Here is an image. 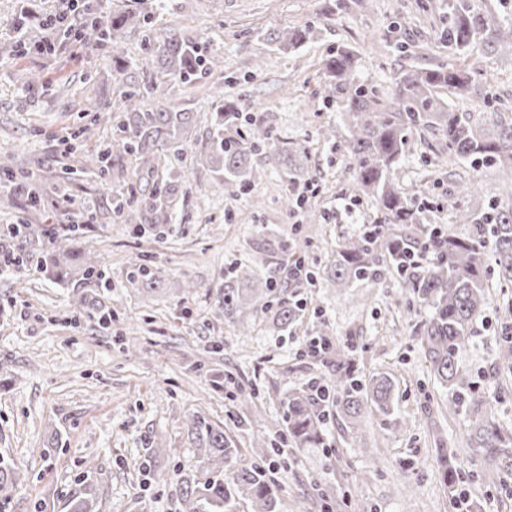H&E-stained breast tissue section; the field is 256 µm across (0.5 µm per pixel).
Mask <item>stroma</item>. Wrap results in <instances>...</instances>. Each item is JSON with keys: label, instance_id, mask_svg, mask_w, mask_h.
Instances as JSON below:
<instances>
[{"label": "stroma", "instance_id": "1", "mask_svg": "<svg viewBox=\"0 0 512 512\" xmlns=\"http://www.w3.org/2000/svg\"><path fill=\"white\" fill-rule=\"evenodd\" d=\"M151 24L123 27L113 43L93 49L59 40L51 56L13 52L14 16L26 6L33 21L64 12L71 28L84 14L69 0H0V166L21 164L41 197L39 207L0 189V225L25 224L27 267L0 273V457H8L26 482L0 512H64L63 505L84 466H91L98 512H184L180 477L198 473L200 453L188 438L191 415H205L231 436L243 461H263L256 443L286 437L287 398L334 369L332 359L305 355L314 336L330 337L350 359L355 376L385 374L395 384L399 428H383L369 415L360 430L331 416L324 446L287 450L276 477L280 512H325L318 490L329 492L335 512H451V494L438 458L451 450L471 477L462 483L480 512H512V495L501 491L492 465L473 458L467 422L448 410V396L430 372L415 335L417 308L400 301L393 280L348 285L318 283L289 288L299 303L295 324L273 325L260 303L247 311L249 333L219 314L216 292L235 264H256L259 232L287 234L304 249L312 267L334 261L340 243L377 213L354 198L349 159L320 136L339 124L315 91L322 60L332 47L354 48L364 78L388 84L399 67L447 59L438 39L448 0H366L341 8L337 0H162ZM309 24L310 42L294 52L267 41L268 33ZM223 57L221 68L190 85L170 83L158 96L163 106L193 113L184 150L171 152L135 192L168 185L176 220L164 236L136 233L112 211V192L98 178L71 176L82 155L112 136V109L127 89L142 85L152 67L150 47L168 28ZM406 53H399L397 43ZM262 71H255L256 60ZM468 94L450 98L455 109L476 111L486 91L502 99L512 119V59L487 61ZM38 76L27 83L26 73ZM259 106L258 118L279 145L304 148V181L317 185L305 214H286L283 173L238 194L217 185L196 157L209 145L224 100ZM109 107L92 123L90 104ZM433 137H413L397 171L413 198L438 206L429 225L454 224L450 205L457 176L468 163L435 155ZM90 223H83V213ZM77 226L94 240L107 283L60 281L43 267L47 229ZM158 269L160 281L144 289L126 280L133 256ZM194 282L183 295L182 282ZM86 315L70 322L76 305ZM512 290L489 288L487 323L464 350L467 373H482L491 409L512 428V371L498 360L500 336L512 333L504 310ZM112 317L102 329L101 314ZM257 404L259 417L249 413ZM164 453L148 460L146 439Z\"/></svg>", "mask_w": 512, "mask_h": 512}]
</instances>
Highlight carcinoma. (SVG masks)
Listing matches in <instances>:
<instances>
[{"label": "carcinoma", "mask_w": 512, "mask_h": 512, "mask_svg": "<svg viewBox=\"0 0 512 512\" xmlns=\"http://www.w3.org/2000/svg\"><path fill=\"white\" fill-rule=\"evenodd\" d=\"M122 21L112 23L96 18L85 22L77 36L88 47L110 43L117 37ZM307 26L292 27L269 37L282 51H294L309 42ZM444 37L453 59L426 67L399 71L392 88L359 79L358 54L350 47H338L323 59V82L317 93L326 106H338L348 136L342 140L350 160L355 196L368 198L378 217L364 229L348 237L336 260L325 273L326 280L348 284L354 280L381 282L392 277L410 301L420 304L424 318L418 326L425 359L433 376L447 389L448 409L469 421V448L494 465L500 478L512 479V428L496 421L483 397L482 383L464 373L460 363L463 350L483 322L488 306V281L496 276L512 283V206L502 197L512 198V182L488 199L484 208L459 207L456 223L466 229L426 227L424 214L434 200H416L398 186L396 171L401 166L409 136L426 132L448 151V158H462L477 172L512 169V122L501 119V98L488 93L480 112H460L451 108L443 93L461 96L482 75L488 58L512 56V21L506 20L493 0H448V25ZM154 77L124 94V104L115 109L116 135L104 150L84 156L81 173L104 180L109 168L132 156L142 172L155 170L159 154L175 150L183 142L193 115L152 105L158 80L164 78L192 83L201 72L221 66L217 55H204L199 45L170 29L152 48ZM264 154V163L288 172L292 152L277 146L269 132L242 114L241 106L227 101L216 113L210 145L196 161L217 174L219 184L231 193L245 190L264 177L265 171L251 164L252 156ZM133 189L121 188L114 199L115 210L134 230H140L143 215H151L156 233L160 225L173 220L172 198L158 186L131 198ZM79 238L73 233L48 235L45 266L52 274L78 277L82 281L106 279V272L90 249L71 270L74 252L66 249ZM261 265L235 267L232 277L218 291V309L232 316H244L249 299L243 285L262 281L260 302L273 323L286 327L297 317V304L282 296V277L292 263H305L288 240L262 235L257 244ZM160 277L137 257L130 262L129 281L146 286ZM332 395V403L351 424L365 413L383 416V425L399 427L393 383L386 376H374L358 383L349 363L336 360L334 374L322 385ZM323 395L297 389L288 395V441L298 448L323 443L329 414L322 408ZM188 433L201 451L206 469L202 479L182 481L185 512H235L237 500L248 499L254 512H278V487L270 473L256 465L242 463L233 439L196 414L189 420ZM449 488L467 478L465 471L441 458ZM86 470L78 489L67 500L66 512H96L95 485ZM22 485L18 470L0 461V499L9 500Z\"/></svg>", "instance_id": "cac0c4a2"}]
</instances>
